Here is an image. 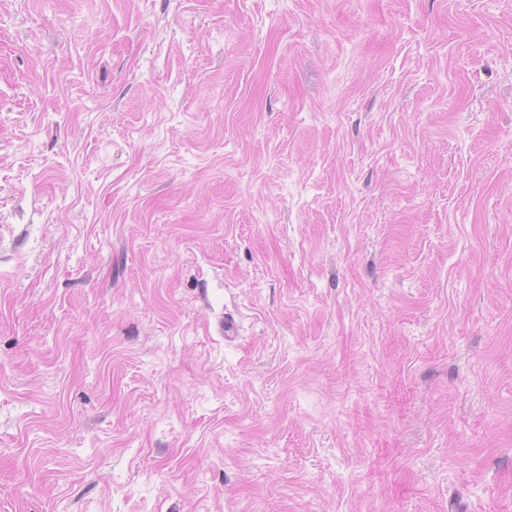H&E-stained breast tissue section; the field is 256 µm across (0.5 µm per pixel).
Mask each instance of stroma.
Here are the masks:
<instances>
[{
    "label": "stroma",
    "instance_id": "stroma-1",
    "mask_svg": "<svg viewBox=\"0 0 512 512\" xmlns=\"http://www.w3.org/2000/svg\"><path fill=\"white\" fill-rule=\"evenodd\" d=\"M0 512H512V0H0Z\"/></svg>",
    "mask_w": 512,
    "mask_h": 512
}]
</instances>
